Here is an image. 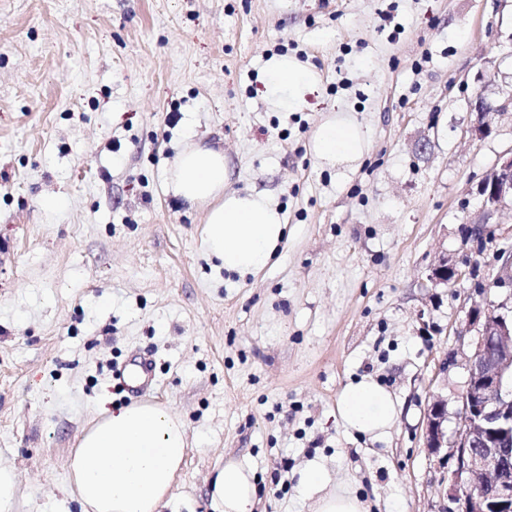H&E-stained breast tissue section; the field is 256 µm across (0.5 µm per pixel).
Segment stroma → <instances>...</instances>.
I'll use <instances>...</instances> for the list:
<instances>
[{
	"mask_svg": "<svg viewBox=\"0 0 512 512\" xmlns=\"http://www.w3.org/2000/svg\"><path fill=\"white\" fill-rule=\"evenodd\" d=\"M511 34L512 0H0V466L20 475L16 512H80L67 461L135 403L112 369L140 356L147 401L187 428L178 512H209L229 458L253 466L258 512H313L312 462L367 512H448L454 461L426 448L427 409L446 399L460 432L468 311L483 285L512 293L492 285L512 211L484 218L478 193L512 149ZM278 48L321 84L275 111ZM479 96L491 111H470ZM336 110L369 135L346 173L310 150ZM192 141L284 213L260 274L214 271L204 208L170 190ZM443 260L465 277L431 286ZM364 376L399 402L375 441L337 413Z\"/></svg>",
	"mask_w": 512,
	"mask_h": 512,
	"instance_id": "stroma-1",
	"label": "stroma"
}]
</instances>
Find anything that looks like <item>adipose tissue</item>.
Here are the masks:
<instances>
[{"instance_id": "1", "label": "adipose tissue", "mask_w": 512, "mask_h": 512, "mask_svg": "<svg viewBox=\"0 0 512 512\" xmlns=\"http://www.w3.org/2000/svg\"><path fill=\"white\" fill-rule=\"evenodd\" d=\"M275 91L271 105L279 110L304 103L320 81L319 74L296 58L279 55L266 64ZM368 146L363 126L344 112L329 114L311 139V151L323 163L352 168ZM231 171L223 149L186 145L168 174L177 196L207 208L202 242L220 268L241 275L263 270L284 239L286 221L267 196L231 191ZM337 408L341 421L354 431L378 439L398 417V405L386 388L365 377L347 384ZM187 430L169 408L151 402L113 411L81 436L68 462L70 482L81 512H163L184 463ZM300 482L315 500V512H364L358 496L331 489L329 471L312 465ZM254 473L230 460L210 484L211 512H254Z\"/></svg>"}]
</instances>
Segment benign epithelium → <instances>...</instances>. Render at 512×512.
<instances>
[{"mask_svg": "<svg viewBox=\"0 0 512 512\" xmlns=\"http://www.w3.org/2000/svg\"><path fill=\"white\" fill-rule=\"evenodd\" d=\"M479 193L488 216L512 208V151L499 158ZM461 278L446 264L428 275L435 287ZM473 314L479 327L461 397L462 430L448 440V402L437 397L427 412L425 447L455 459L447 489L453 512H512V294Z\"/></svg>", "mask_w": 512, "mask_h": 512, "instance_id": "1", "label": "benign epithelium"}]
</instances>
